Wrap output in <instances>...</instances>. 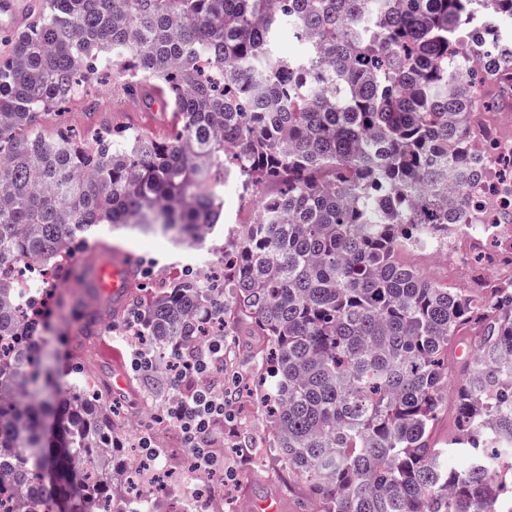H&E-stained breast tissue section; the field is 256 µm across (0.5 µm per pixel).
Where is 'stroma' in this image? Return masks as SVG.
Returning <instances> with one entry per match:
<instances>
[{
    "instance_id": "35a3bbf8",
    "label": "stroma",
    "mask_w": 512,
    "mask_h": 512,
    "mask_svg": "<svg viewBox=\"0 0 512 512\" xmlns=\"http://www.w3.org/2000/svg\"><path fill=\"white\" fill-rule=\"evenodd\" d=\"M44 122L50 126L64 124L81 139L94 137L109 126H133L152 134L161 133L166 126L162 113L148 109L145 100H133L108 79L92 86L87 98L73 101L60 115L45 116ZM223 195L219 231L202 247L178 246L168 238L136 230L115 232L105 225L97 236L76 250L70 263L83 264L91 256L105 260L108 249L113 248L138 254L153 277L166 275L174 283L181 281L189 270L201 280L221 275L224 264L220 257L225 247L236 241L241 225L252 223L254 218L253 207L241 203L235 180H228ZM78 298L96 309L102 320L92 335L80 332L71 314L72 303ZM47 306L48 318L39 331L43 352L57 355L75 350L82 371L110 384L117 405L112 418L113 435L121 453H128L131 446L137 445L141 434L129 431V420L139 416L143 404H150L156 418L145 423L143 432L162 439L177 459L174 469L163 474V487L190 494L206 485L207 475L192 470L189 457L181 453L185 442L180 430L161 418L168 393L153 389L150 380L133 373L130 344L118 333L105 332L103 325L112 318L109 298L87 294L76 281H63L54 297L48 298ZM264 345L262 337L254 335L244 324L224 331V377L235 383L231 408L236 432L216 439L214 447L235 476L229 488L228 512H252L270 496L279 501L282 512H311L312 493L308 485L293 477L271 450L272 433L260 392L263 368L258 350ZM119 378L124 381L120 387L115 384Z\"/></svg>"
}]
</instances>
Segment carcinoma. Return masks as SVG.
Listing matches in <instances>:
<instances>
[{"label": "carcinoma", "mask_w": 512, "mask_h": 512, "mask_svg": "<svg viewBox=\"0 0 512 512\" xmlns=\"http://www.w3.org/2000/svg\"><path fill=\"white\" fill-rule=\"evenodd\" d=\"M503 20L512 0H43L0 62V269L64 265L102 224L195 247L216 229L218 180L235 174L249 200L274 182L224 261L232 305L196 278L132 302L153 363L195 353L210 326L250 324L271 345L275 451L316 512H512V278L456 288L399 260L484 223L472 133L512 107V39L486 41ZM284 26L294 54L278 48ZM115 57L175 135L44 133L40 117ZM23 303L0 278V456L16 495L28 512L97 498L124 512L109 388L50 392L39 301ZM455 376L459 435L438 448Z\"/></svg>", "instance_id": "1"}]
</instances>
